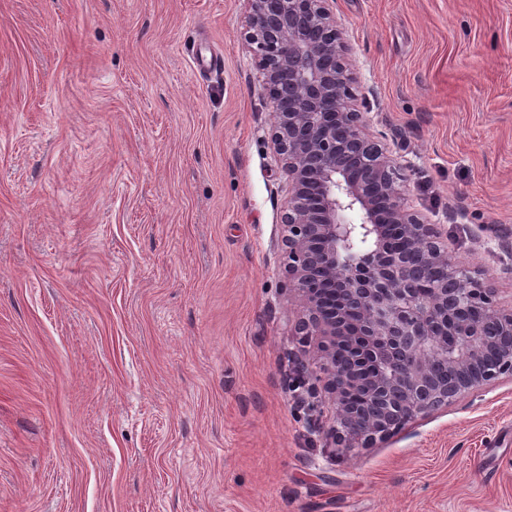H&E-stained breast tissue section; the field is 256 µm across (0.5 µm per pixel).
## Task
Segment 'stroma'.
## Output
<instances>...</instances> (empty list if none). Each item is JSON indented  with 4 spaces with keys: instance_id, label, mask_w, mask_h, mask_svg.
<instances>
[{
    "instance_id": "stroma-1",
    "label": "stroma",
    "mask_w": 512,
    "mask_h": 512,
    "mask_svg": "<svg viewBox=\"0 0 512 512\" xmlns=\"http://www.w3.org/2000/svg\"><path fill=\"white\" fill-rule=\"evenodd\" d=\"M247 11L0 0V512H512V381L350 452L297 401ZM334 11L411 206L512 303V0Z\"/></svg>"
}]
</instances>
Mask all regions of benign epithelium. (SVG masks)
<instances>
[{"mask_svg":"<svg viewBox=\"0 0 512 512\" xmlns=\"http://www.w3.org/2000/svg\"><path fill=\"white\" fill-rule=\"evenodd\" d=\"M246 42L278 115L272 143L288 181V288L297 334L320 356L339 448H370L408 423L512 380V306L408 205L389 149L351 108L356 72L335 0H247ZM424 243L394 252V229ZM435 268L444 278L416 280ZM448 366V381L431 375Z\"/></svg>","mask_w":512,"mask_h":512,"instance_id":"obj_1","label":"benign epithelium"}]
</instances>
